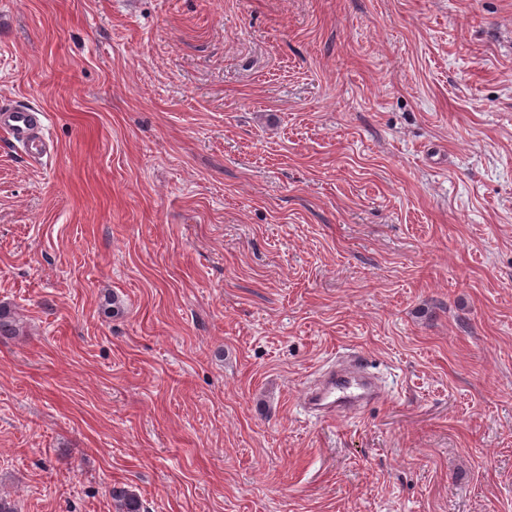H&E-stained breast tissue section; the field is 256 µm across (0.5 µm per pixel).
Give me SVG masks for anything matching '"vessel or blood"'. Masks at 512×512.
Listing matches in <instances>:
<instances>
[{
    "instance_id": "b4317fda",
    "label": "vessel or blood",
    "mask_w": 512,
    "mask_h": 512,
    "mask_svg": "<svg viewBox=\"0 0 512 512\" xmlns=\"http://www.w3.org/2000/svg\"><path fill=\"white\" fill-rule=\"evenodd\" d=\"M48 119V113L29 107L0 108V128L11 135L25 155L35 160L48 154L46 142L33 136L34 130ZM380 397L377 387L364 374L359 357L354 356L346 363L327 367L318 383L301 394L300 402L308 415L332 418L355 413Z\"/></svg>"
}]
</instances>
